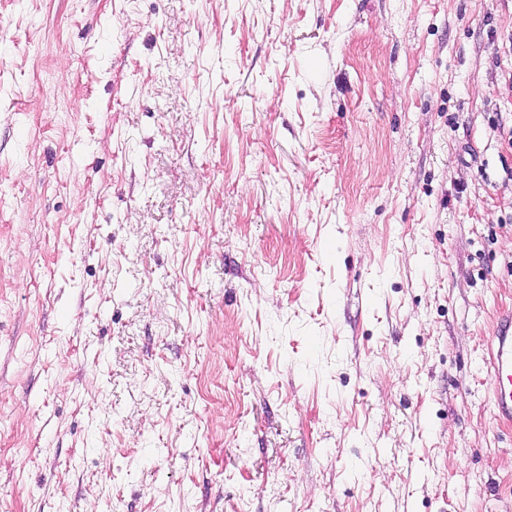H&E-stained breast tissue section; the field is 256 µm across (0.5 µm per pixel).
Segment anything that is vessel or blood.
I'll use <instances>...</instances> for the list:
<instances>
[{
  "label": "vessel or blood",
  "mask_w": 512,
  "mask_h": 512,
  "mask_svg": "<svg viewBox=\"0 0 512 512\" xmlns=\"http://www.w3.org/2000/svg\"><path fill=\"white\" fill-rule=\"evenodd\" d=\"M491 398L500 421L512 422V316L500 318L489 338Z\"/></svg>",
  "instance_id": "b4317fda"
}]
</instances>
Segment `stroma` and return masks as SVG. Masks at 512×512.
Instances as JSON below:
<instances>
[{
	"mask_svg": "<svg viewBox=\"0 0 512 512\" xmlns=\"http://www.w3.org/2000/svg\"><path fill=\"white\" fill-rule=\"evenodd\" d=\"M512 0H0V512H512ZM491 398L496 417L512 422V316L501 317L488 343Z\"/></svg>",
	"mask_w": 512,
	"mask_h": 512,
	"instance_id": "35a3bbf8",
	"label": "stroma"
}]
</instances>
